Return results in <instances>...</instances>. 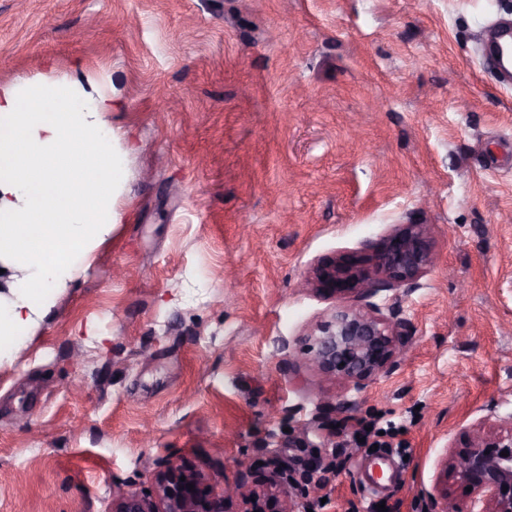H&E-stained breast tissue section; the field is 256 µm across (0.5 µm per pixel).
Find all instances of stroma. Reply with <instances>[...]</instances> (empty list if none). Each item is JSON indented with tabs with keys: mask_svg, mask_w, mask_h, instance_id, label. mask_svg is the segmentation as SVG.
<instances>
[{
	"mask_svg": "<svg viewBox=\"0 0 512 512\" xmlns=\"http://www.w3.org/2000/svg\"><path fill=\"white\" fill-rule=\"evenodd\" d=\"M512 0H0V94L107 98L120 221L0 366V512H108L161 460L292 512H437L442 460L512 415V88L483 43ZM398 224L436 262L378 292L406 355L363 390L310 363L356 297L304 285ZM398 428L401 477L366 494L344 423ZM320 462L324 486L291 471Z\"/></svg>",
	"mask_w": 512,
	"mask_h": 512,
	"instance_id": "stroma-1",
	"label": "stroma"
}]
</instances>
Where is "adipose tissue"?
<instances>
[{
	"label": "adipose tissue",
	"mask_w": 512,
	"mask_h": 512,
	"mask_svg": "<svg viewBox=\"0 0 512 512\" xmlns=\"http://www.w3.org/2000/svg\"><path fill=\"white\" fill-rule=\"evenodd\" d=\"M106 101L59 82L0 96V366L73 279L76 260L103 247L126 183Z\"/></svg>",
	"instance_id": "adipose-tissue-1"
}]
</instances>
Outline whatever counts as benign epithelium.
Wrapping results in <instances>:
<instances>
[{
	"label": "benign epithelium",
	"instance_id": "1",
	"mask_svg": "<svg viewBox=\"0 0 512 512\" xmlns=\"http://www.w3.org/2000/svg\"><path fill=\"white\" fill-rule=\"evenodd\" d=\"M434 260L428 225L398 224L359 252L322 261L305 286L330 298L365 299L381 289L412 284ZM400 336L399 323L382 317L373 303L338 308L313 329L311 361L326 378L360 390L404 354ZM504 451L509 456H500ZM458 491L464 497L456 496ZM233 493L227 487L216 496L193 473L168 463L152 493L115 492L112 512H224L225 499ZM437 505L439 512H512V416L489 417L461 433L458 449L445 457Z\"/></svg>",
	"mask_w": 512,
	"mask_h": 512
}]
</instances>
